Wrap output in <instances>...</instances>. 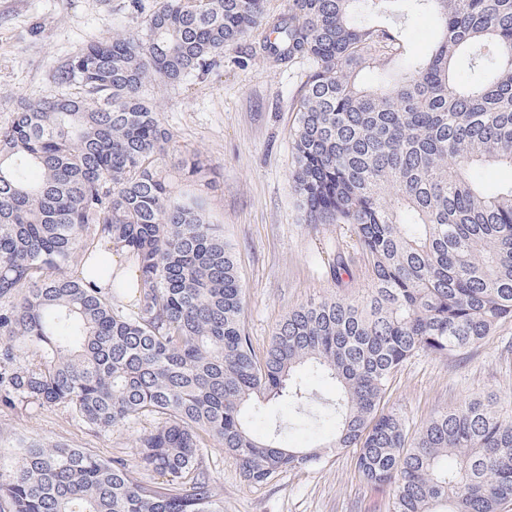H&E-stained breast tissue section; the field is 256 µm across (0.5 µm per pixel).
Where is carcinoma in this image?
<instances>
[{
    "label": "carcinoma",
    "instance_id": "1",
    "mask_svg": "<svg viewBox=\"0 0 512 512\" xmlns=\"http://www.w3.org/2000/svg\"><path fill=\"white\" fill-rule=\"evenodd\" d=\"M429 13L440 35L424 56L403 31ZM283 64L311 61L298 93L292 184L308 224H344L362 300L301 304L259 357L243 325L244 288L223 228L177 196L156 167L172 132L141 96L152 80L203 74L224 48ZM396 65L374 86L362 72ZM74 93L20 100L0 125V404L60 407L103 430L153 423L122 457L22 443L0 465V512H224L204 456L222 450L247 484L357 449L362 478L395 486L392 512H500L512 499V418L480 397L412 431L380 410L403 364L452 355L512 318V0H158L144 32L89 43L56 68ZM180 172L207 177L193 153ZM133 257L134 302L64 270L99 245ZM336 382L326 445L288 448L246 415L285 399L315 420L298 369ZM454 457L455 466L445 461Z\"/></svg>",
    "mask_w": 512,
    "mask_h": 512
}]
</instances>
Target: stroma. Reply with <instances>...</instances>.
<instances>
[{
    "label": "stroma",
    "mask_w": 512,
    "mask_h": 512,
    "mask_svg": "<svg viewBox=\"0 0 512 512\" xmlns=\"http://www.w3.org/2000/svg\"><path fill=\"white\" fill-rule=\"evenodd\" d=\"M158 0H0V124L19 100L54 92L55 66L88 42L118 31L143 29ZM251 39L228 47L209 73L189 75L170 85L156 80L142 97L170 129L174 140L160 156L161 170L173 172L181 154L207 157L218 171L206 188L176 183V194L203 197L211 222L223 225L244 285L243 322L256 353H264L276 324L299 304L329 296L360 299L367 272H357L336 288L324 261L347 241L345 226L305 223L290 178L291 132L298 90L310 63L274 64L250 51ZM497 399L512 417V318L489 338L454 355L420 353L394 376L384 409L402 415L410 427L464 400ZM148 422L103 431L61 408L0 405V448L24 440L63 443L109 459L120 456L136 466V438ZM224 501V512H389L390 486L366 483L356 452H330L315 467L290 470L268 484L244 483L236 460L213 453L206 462Z\"/></svg>",
    "instance_id": "obj_1"
}]
</instances>
